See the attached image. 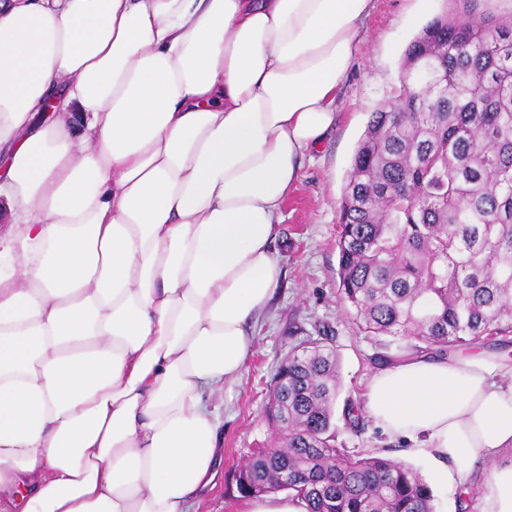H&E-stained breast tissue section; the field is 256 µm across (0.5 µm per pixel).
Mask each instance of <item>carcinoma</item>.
Masks as SVG:
<instances>
[{
  "label": "carcinoma",
  "instance_id": "cac0c4a2",
  "mask_svg": "<svg viewBox=\"0 0 512 512\" xmlns=\"http://www.w3.org/2000/svg\"><path fill=\"white\" fill-rule=\"evenodd\" d=\"M449 0L411 42L394 101L372 113L354 151L336 241L338 292L366 336L446 355L512 345V7ZM336 351L319 339L273 377L276 450L234 473L241 498L286 490L307 512H435L403 461L337 444Z\"/></svg>",
  "mask_w": 512,
  "mask_h": 512
}]
</instances>
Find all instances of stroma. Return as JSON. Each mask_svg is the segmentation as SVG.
<instances>
[{"instance_id":"35a3bbf8","label":"stroma","mask_w":512,"mask_h":512,"mask_svg":"<svg viewBox=\"0 0 512 512\" xmlns=\"http://www.w3.org/2000/svg\"><path fill=\"white\" fill-rule=\"evenodd\" d=\"M442 7L443 0H372L355 60L337 94L336 124L321 147L305 157L301 177L284 206L275 253L285 278L252 325L253 355L212 398L223 444L214 478L197 496L194 512H239L241 500L227 484L253 449L273 443L265 416L273 374L289 351L324 333L340 360L335 407L339 442L351 452L389 453L403 460L431 487L435 512H464L458 493L440 478L427 456L389 440L372 421H365L358 436L347 429L346 405L363 403L365 384L375 370L372 358L390 339L360 333L337 293L336 224L352 155L372 112L397 95L408 44Z\"/></svg>"}]
</instances>
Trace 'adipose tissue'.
<instances>
[{
	"label": "adipose tissue",
	"mask_w": 512,
	"mask_h": 512,
	"mask_svg": "<svg viewBox=\"0 0 512 512\" xmlns=\"http://www.w3.org/2000/svg\"><path fill=\"white\" fill-rule=\"evenodd\" d=\"M371 3L0 0V512H189L211 482L209 400ZM365 410L512 512V360L408 356Z\"/></svg>",
	"instance_id": "obj_1"
}]
</instances>
